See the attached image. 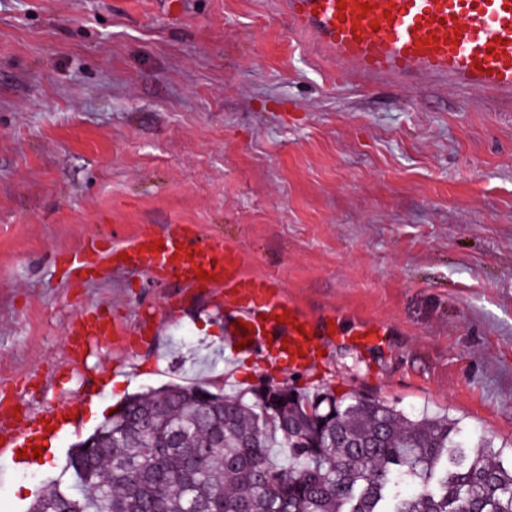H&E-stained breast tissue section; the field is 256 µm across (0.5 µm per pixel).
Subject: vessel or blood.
<instances>
[{
  "instance_id": "1",
  "label": "vessel or blood",
  "mask_w": 512,
  "mask_h": 512,
  "mask_svg": "<svg viewBox=\"0 0 512 512\" xmlns=\"http://www.w3.org/2000/svg\"><path fill=\"white\" fill-rule=\"evenodd\" d=\"M285 0L294 31L331 62L337 83L359 78L375 87L478 90L492 98L512 97V0ZM76 282H86L95 265L143 273L156 281L176 280L189 291L220 288L232 301L235 321L252 342L247 355L268 366L286 362L310 369L322 363L316 329L304 315L282 318L292 306L269 277L244 272L246 256L223 243H201L182 224L158 233L142 230L123 244H104L67 255ZM207 271L208 279L196 276ZM70 358L83 357L86 341L107 336L97 317L82 315L70 325ZM31 417L0 403V454H15L33 433Z\"/></svg>"
}]
</instances>
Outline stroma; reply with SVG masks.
Instances as JSON below:
<instances>
[{"instance_id":"obj_1","label":"stroma","mask_w":512,"mask_h":512,"mask_svg":"<svg viewBox=\"0 0 512 512\" xmlns=\"http://www.w3.org/2000/svg\"><path fill=\"white\" fill-rule=\"evenodd\" d=\"M174 224L379 343L272 375L235 354L222 291L111 267L71 286L64 254ZM86 312L119 333L75 366ZM270 377L512 445V101L336 84L283 0H0V394L70 419L42 459L0 457V512L132 395Z\"/></svg>"}]
</instances>
